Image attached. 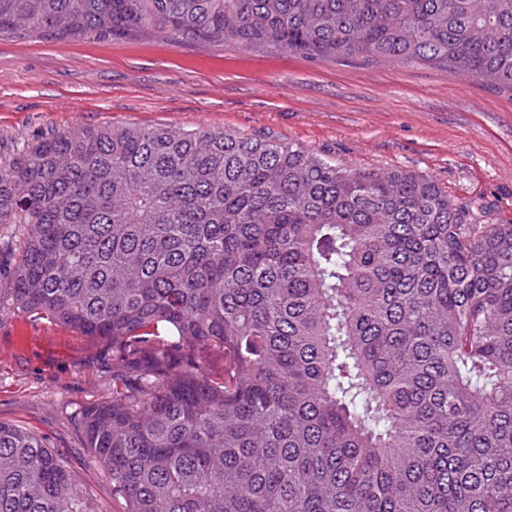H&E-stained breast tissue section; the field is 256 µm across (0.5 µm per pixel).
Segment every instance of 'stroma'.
Instances as JSON below:
<instances>
[{"label":"stroma","mask_w":512,"mask_h":512,"mask_svg":"<svg viewBox=\"0 0 512 512\" xmlns=\"http://www.w3.org/2000/svg\"><path fill=\"white\" fill-rule=\"evenodd\" d=\"M223 127L297 143L349 169L428 174L512 222V95L420 65L199 47L0 36V149L76 125ZM21 231L0 224V422L39 436L93 512H125L81 418L112 398V351L31 316L6 283Z\"/></svg>","instance_id":"stroma-1"}]
</instances>
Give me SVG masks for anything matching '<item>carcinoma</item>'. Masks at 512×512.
<instances>
[{
    "mask_svg": "<svg viewBox=\"0 0 512 512\" xmlns=\"http://www.w3.org/2000/svg\"><path fill=\"white\" fill-rule=\"evenodd\" d=\"M233 42L512 94V0H0V35ZM13 304L112 346L85 448L127 512H512V222L225 129L0 154ZM224 350L216 378L204 354ZM0 512H92L0 422Z\"/></svg>",
    "mask_w": 512,
    "mask_h": 512,
    "instance_id": "cac0c4a2",
    "label": "carcinoma"
}]
</instances>
